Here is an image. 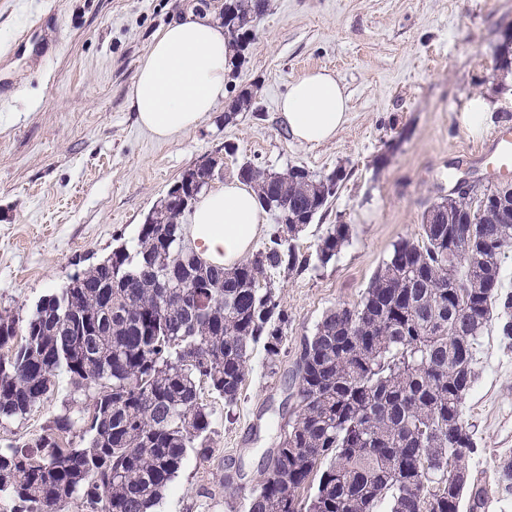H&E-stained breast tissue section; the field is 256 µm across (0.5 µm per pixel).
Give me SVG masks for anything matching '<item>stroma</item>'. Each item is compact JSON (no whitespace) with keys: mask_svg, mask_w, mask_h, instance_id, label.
Listing matches in <instances>:
<instances>
[{"mask_svg":"<svg viewBox=\"0 0 512 512\" xmlns=\"http://www.w3.org/2000/svg\"><path fill=\"white\" fill-rule=\"evenodd\" d=\"M14 0H0V86L10 91L0 120V312L26 317L46 294L135 242L170 186L200 157L235 149L223 178L248 161L283 172L346 174L328 211L298 241L314 253L334 224L350 228L324 265L275 277L288 314V346L275 364L255 350L232 408L204 392L212 411L207 457L188 453L155 512H245L262 481L280 428L299 409L293 377L303 337L331 308L359 302L393 245L421 234L423 213L457 181L490 187L477 145L512 126V81L496 50L512 28V0H269L232 68L224 98L196 128L160 139L137 121L131 92L154 35L188 14L224 18V0H33L37 17L14 44ZM334 71L349 96L350 120L326 143L293 139L278 113L303 73ZM251 89L261 114L224 111ZM488 97L493 110L480 134L466 131L460 109ZM476 381L464 416L475 430L470 465L481 508L512 512V490L496 475L512 454V346L489 326L475 350ZM87 390L60 377L58 387L23 418L0 424V445L45 432L55 417L88 404Z\"/></svg>","mask_w":512,"mask_h":512,"instance_id":"stroma-1","label":"stroma"}]
</instances>
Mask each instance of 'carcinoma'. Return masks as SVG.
<instances>
[{
	"label": "carcinoma",
	"instance_id": "1",
	"mask_svg": "<svg viewBox=\"0 0 512 512\" xmlns=\"http://www.w3.org/2000/svg\"><path fill=\"white\" fill-rule=\"evenodd\" d=\"M268 0H225V35L240 48ZM261 111L240 90L224 112ZM223 168L204 156L148 213L136 242L73 275L26 318L0 313V423L22 418L60 373L94 389L86 408L57 416L43 434L0 448V512H152L188 451L209 453L211 413L201 385L231 407L255 348L274 363L288 340V315L274 274L301 270L299 233L336 197L343 171L270 172L251 163L254 185L276 229L231 268L204 260L181 219ZM422 235L401 239L360 301L330 309L300 343V407L281 429L248 512H460L481 490L463 405L475 345L492 318L512 340V292L500 288L512 248V184L454 196L423 213ZM349 237L334 224L316 249L327 264ZM499 309L493 314V309ZM80 429L86 446L64 444ZM512 488V456L499 460ZM319 476L313 495L301 489Z\"/></svg>",
	"mask_w": 512,
	"mask_h": 512
}]
</instances>
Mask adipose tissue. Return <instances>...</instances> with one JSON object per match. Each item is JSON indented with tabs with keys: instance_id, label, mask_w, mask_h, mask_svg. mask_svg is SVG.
I'll list each match as a JSON object with an SVG mask.
<instances>
[{
	"instance_id": "adipose-tissue-1",
	"label": "adipose tissue",
	"mask_w": 512,
	"mask_h": 512,
	"mask_svg": "<svg viewBox=\"0 0 512 512\" xmlns=\"http://www.w3.org/2000/svg\"><path fill=\"white\" fill-rule=\"evenodd\" d=\"M232 63L224 29L211 17L192 14L162 29L132 89L141 125L163 139L198 125L223 98ZM279 112L295 140L319 144L348 122V96L333 72L314 70L292 81ZM264 222L252 189L230 180L201 197L190 233L203 258L229 267L250 249Z\"/></svg>"
}]
</instances>
